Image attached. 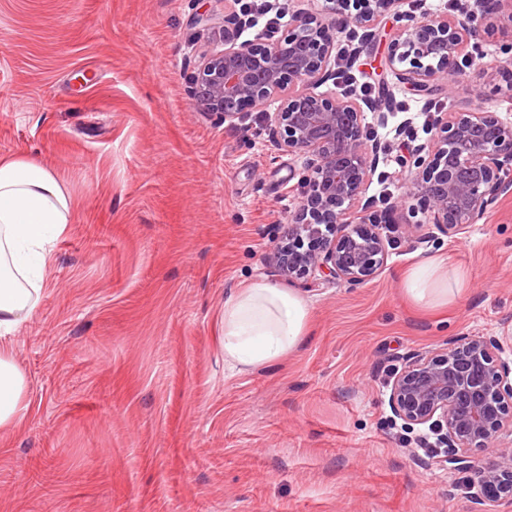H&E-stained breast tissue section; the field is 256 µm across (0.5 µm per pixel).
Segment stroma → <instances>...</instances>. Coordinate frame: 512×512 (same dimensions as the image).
<instances>
[{
  "label": "stroma",
  "instance_id": "35a3bbf8",
  "mask_svg": "<svg viewBox=\"0 0 512 512\" xmlns=\"http://www.w3.org/2000/svg\"><path fill=\"white\" fill-rule=\"evenodd\" d=\"M225 0H0V156L52 169L73 222L44 267L40 302L11 337L28 408L0 431V512H472L394 419L386 383L413 351L458 335L512 336V192L462 239L412 245L357 288L287 284L267 263L299 204L303 157L270 143L263 112L229 127L192 108L187 76L219 39L198 14ZM396 19L352 71L391 90L367 126L388 150L367 197L401 196L402 141L420 112L475 105L512 122L499 63L512 30L483 41L453 88L423 95L382 71ZM466 275L454 304L403 289L419 262ZM262 279L310 301L304 343L231 369L224 301Z\"/></svg>",
  "mask_w": 512,
  "mask_h": 512
}]
</instances>
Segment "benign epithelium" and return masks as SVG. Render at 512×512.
<instances>
[{
  "instance_id": "7a95c632",
  "label": "benign epithelium",
  "mask_w": 512,
  "mask_h": 512,
  "mask_svg": "<svg viewBox=\"0 0 512 512\" xmlns=\"http://www.w3.org/2000/svg\"><path fill=\"white\" fill-rule=\"evenodd\" d=\"M288 9V27H274L240 40L251 17L224 15L221 44L205 54L188 79L194 109L233 125L245 112L276 104L266 113L268 137L282 153L305 158L297 185L298 208L288 232L268 256L288 281L321 277L357 287L379 274L390 239L384 226L408 205L415 221L403 224L412 243L428 224L449 239H460L499 199L512 190V123L490 108L441 112L427 142L408 145L401 178L406 192L372 212L365 197L386 146L370 136L365 110L377 105L318 88L341 60L336 47L349 39L346 60L355 63L375 41L374 25L393 12L397 29L385 67L399 82L420 92L450 82L474 62V42L493 37L494 10L512 0H456L451 14L417 16L404 0H304ZM512 336H453L436 351H413L388 384V405L405 427H426L443 449L442 466L468 475L475 512H496L512 501ZM490 450L485 466L474 456Z\"/></svg>"
}]
</instances>
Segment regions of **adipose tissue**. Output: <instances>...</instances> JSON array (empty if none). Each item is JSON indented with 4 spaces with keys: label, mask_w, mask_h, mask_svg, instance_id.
I'll return each mask as SVG.
<instances>
[{
    "label": "adipose tissue",
    "mask_w": 512,
    "mask_h": 512,
    "mask_svg": "<svg viewBox=\"0 0 512 512\" xmlns=\"http://www.w3.org/2000/svg\"><path fill=\"white\" fill-rule=\"evenodd\" d=\"M73 203L56 173L23 154L0 157V429L16 425L28 407V383L5 345L35 310L40 296L30 260L46 266L52 243L72 221ZM464 273L446 260L417 266L404 291L426 306L456 301ZM312 315L300 294L256 281L224 301V360L239 369L275 363L304 341Z\"/></svg>",
    "instance_id": "adipose-tissue-1"
}]
</instances>
